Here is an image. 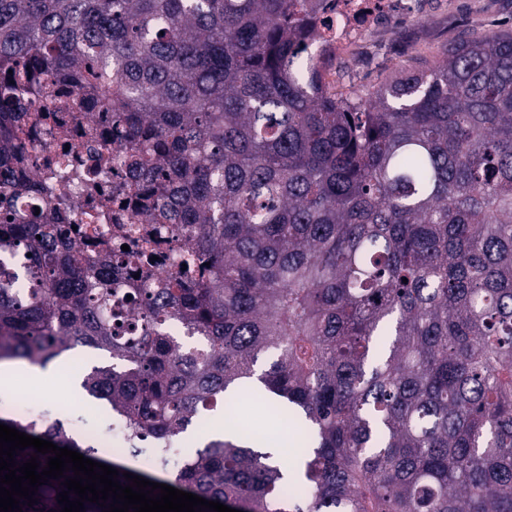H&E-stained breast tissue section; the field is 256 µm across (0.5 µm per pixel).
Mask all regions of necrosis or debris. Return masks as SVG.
Wrapping results in <instances>:
<instances>
[{"instance_id": "necrosis-or-debris-1", "label": "necrosis or debris", "mask_w": 512, "mask_h": 512, "mask_svg": "<svg viewBox=\"0 0 512 512\" xmlns=\"http://www.w3.org/2000/svg\"><path fill=\"white\" fill-rule=\"evenodd\" d=\"M417 9V0H339L336 7L327 9L316 21L317 36L313 45L321 61L322 76H331L337 55L358 41L367 29L393 19L396 14L413 13ZM86 98L83 88H71L72 112L67 133L62 135L52 127L40 124L31 126L23 135L22 146L34 179L42 183L43 201L64 206L69 223L75 226L78 238L84 244V258L95 262L112 250L119 225L138 228L140 217L134 208L122 209L115 204L104 206L91 199L83 181H71L62 189L57 183L43 178L44 159L63 152L74 169L94 171L103 191H111L121 184L130 185L129 173L122 163L121 152L112 141L109 125H102V134L95 140L87 139L84 133L87 115L79 110ZM152 250L155 255L153 275L181 273L183 251L165 225H158Z\"/></svg>"}]
</instances>
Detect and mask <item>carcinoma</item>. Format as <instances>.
I'll list each match as a JSON object with an SVG mask.
<instances>
[{
	"label": "carcinoma",
	"instance_id": "1",
	"mask_svg": "<svg viewBox=\"0 0 512 512\" xmlns=\"http://www.w3.org/2000/svg\"><path fill=\"white\" fill-rule=\"evenodd\" d=\"M326 0H0V363L77 346L120 415L128 471L238 512H512V31L448 45L366 100L302 53ZM104 102L145 224L181 275L86 263L35 211L23 125L66 88ZM46 178L66 181L64 155ZM278 401L307 436L293 474L244 429L171 448L224 395ZM91 460L72 422L0 417ZM62 479L23 512H60ZM157 228L152 250L158 260L152 263L154 277L179 275L182 272L183 251L180 242L166 229L168 224H150Z\"/></svg>",
	"mask_w": 512,
	"mask_h": 512
}]
</instances>
